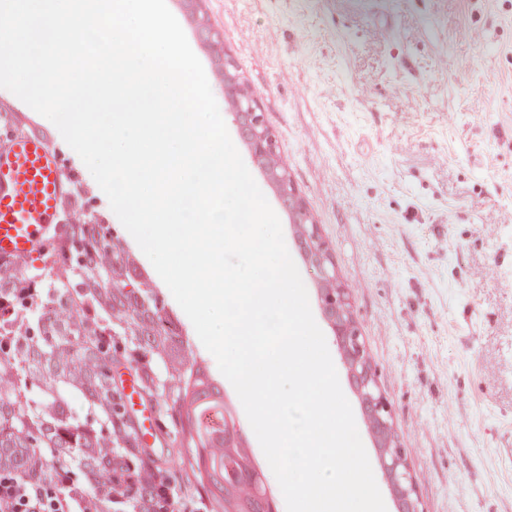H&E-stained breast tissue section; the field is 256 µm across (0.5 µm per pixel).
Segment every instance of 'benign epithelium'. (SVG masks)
<instances>
[{
  "mask_svg": "<svg viewBox=\"0 0 512 512\" xmlns=\"http://www.w3.org/2000/svg\"><path fill=\"white\" fill-rule=\"evenodd\" d=\"M218 64L224 73V96L237 127L254 159L277 188L283 206L292 214L298 226L300 243L310 265L318 273L322 308L333 326L336 342L374 434L381 467L392 491L397 512H423L403 451L395 445L389 402L378 389L355 325L351 295L336 275L329 248L321 238L317 224L312 221L297 195L287 170L279 165L273 136L265 123L261 107L242 82L236 63L224 54L218 57Z\"/></svg>",
  "mask_w": 512,
  "mask_h": 512,
  "instance_id": "benign-epithelium-1",
  "label": "benign epithelium"
}]
</instances>
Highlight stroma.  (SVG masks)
I'll list each match as a JSON object with an SVG mask.
<instances>
[{
	"instance_id": "stroma-1",
	"label": "stroma",
	"mask_w": 512,
	"mask_h": 512,
	"mask_svg": "<svg viewBox=\"0 0 512 512\" xmlns=\"http://www.w3.org/2000/svg\"><path fill=\"white\" fill-rule=\"evenodd\" d=\"M229 135L278 215L371 465L378 452L292 215L240 137L219 51L258 99L280 159L327 243L424 512H512V0H166ZM219 36L200 38L199 24ZM0 89V123L43 135L78 184L61 216L110 229L132 282L182 329L221 386L239 445L259 442L215 358L53 123ZM179 512H224L198 478L193 423L152 399Z\"/></svg>"
}]
</instances>
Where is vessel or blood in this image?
I'll use <instances>...</instances> for the list:
<instances>
[{"label":"vessel or blood","mask_w":512,"mask_h":512,"mask_svg":"<svg viewBox=\"0 0 512 512\" xmlns=\"http://www.w3.org/2000/svg\"><path fill=\"white\" fill-rule=\"evenodd\" d=\"M73 190L74 181L63 171L51 141L26 131L0 138L1 267L45 254L57 243L64 227L56 219ZM121 386L127 409L142 419V443L151 445L154 415L145 409L139 377L126 372Z\"/></svg>","instance_id":"vessel-or-blood-1"}]
</instances>
